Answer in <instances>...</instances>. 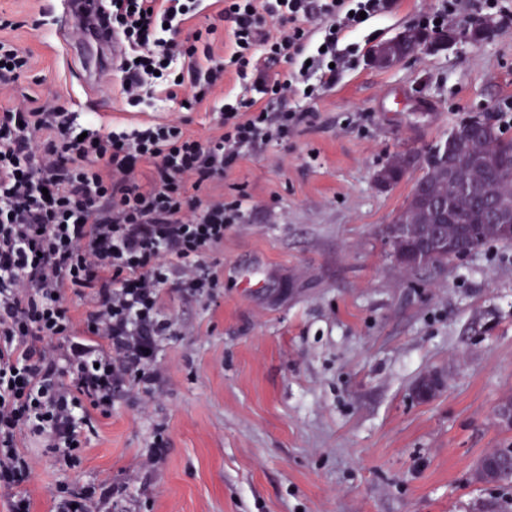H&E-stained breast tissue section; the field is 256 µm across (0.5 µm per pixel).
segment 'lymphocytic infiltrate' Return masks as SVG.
Returning <instances> with one entry per match:
<instances>
[{"label": "lymphocytic infiltrate", "mask_w": 512, "mask_h": 512, "mask_svg": "<svg viewBox=\"0 0 512 512\" xmlns=\"http://www.w3.org/2000/svg\"><path fill=\"white\" fill-rule=\"evenodd\" d=\"M124 51L127 106L156 90L192 111L234 71L241 89L210 103L212 133L178 123L104 129L79 113L25 97L0 105V487L30 473L21 442L75 459L92 412L109 414L130 384L151 393L159 341L176 332L165 288L207 298V258L241 223L244 199L207 200L250 150L287 142L336 83L353 45L344 34L390 0H224L232 51L213 52L217 24L184 34L202 0H103ZM154 168L150 184L135 177ZM91 299L82 323L65 294Z\"/></svg>", "instance_id": "f902f5d3"}]
</instances>
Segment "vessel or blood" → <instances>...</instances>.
<instances>
[{
	"label": "vessel or blood",
	"instance_id": "1",
	"mask_svg": "<svg viewBox=\"0 0 512 512\" xmlns=\"http://www.w3.org/2000/svg\"><path fill=\"white\" fill-rule=\"evenodd\" d=\"M56 34L81 64L86 91H94L118 68L122 46L96 17L99 0H59Z\"/></svg>",
	"mask_w": 512,
	"mask_h": 512
}]
</instances>
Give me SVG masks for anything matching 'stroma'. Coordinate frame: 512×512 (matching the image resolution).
I'll list each match as a JSON object with an SVG mask.
<instances>
[{
    "mask_svg": "<svg viewBox=\"0 0 512 512\" xmlns=\"http://www.w3.org/2000/svg\"><path fill=\"white\" fill-rule=\"evenodd\" d=\"M493 35L420 52L393 68L371 49L445 0H396L354 36L335 87L292 98L311 113L288 142L245 155L212 197L254 205L210 258L220 286L197 299L166 289L176 325L152 394L124 390L74 466L32 448L14 495L56 512L58 490L90 489L98 512H478L512 485L475 482V463L512 442L495 412L512 398V241L491 240L420 274L391 255L386 228L423 164L393 186L372 174L397 153L446 139L490 111L512 136V0ZM30 67L7 93L70 104L82 96L55 34L58 0H0ZM102 127L181 122L210 133L205 109L156 101L126 111L117 81L87 99ZM438 375L427 400L417 382ZM164 447L155 450V437Z\"/></svg>",
    "mask_w": 512,
    "mask_h": 512,
    "instance_id": "obj_1",
    "label": "stroma"
}]
</instances>
